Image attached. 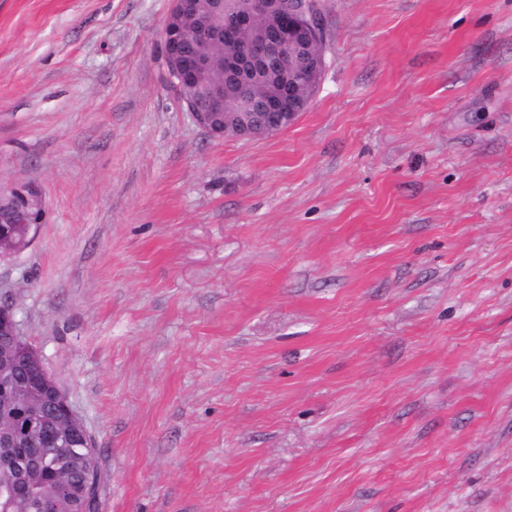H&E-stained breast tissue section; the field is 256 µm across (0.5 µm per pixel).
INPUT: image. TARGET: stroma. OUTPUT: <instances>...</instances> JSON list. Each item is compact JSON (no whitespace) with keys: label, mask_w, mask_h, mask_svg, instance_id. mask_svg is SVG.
<instances>
[{"label":"stroma","mask_w":512,"mask_h":512,"mask_svg":"<svg viewBox=\"0 0 512 512\" xmlns=\"http://www.w3.org/2000/svg\"><path fill=\"white\" fill-rule=\"evenodd\" d=\"M172 0H0V303L100 512H512V0H319L287 129L216 139ZM46 207L39 189L31 183H17L8 188L0 186V224H12L11 240L16 249L0 252V257L10 256L26 249L33 241L38 227L44 224ZM27 224L30 242L27 247ZM25 247V248H23ZM23 248V249H22ZM41 375H42L43 379L52 383L55 387V389H54V387L51 384L42 383L43 399L48 400V401H55L56 398L58 397L57 405H58L59 409L62 411V413L64 414V416L73 423L77 422V417H78L77 414L75 413L73 408L70 406L67 399H65L60 386L57 384V382L54 380V378L50 377V375L47 374L46 371H43L41 373ZM56 392H57V396H56Z\"/></svg>","instance_id":"35a3bbf8"}]
</instances>
